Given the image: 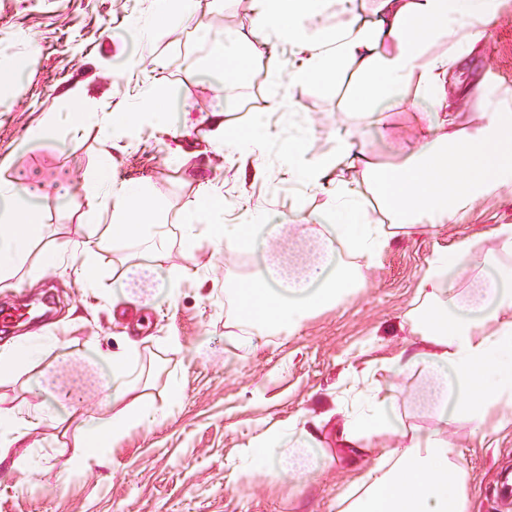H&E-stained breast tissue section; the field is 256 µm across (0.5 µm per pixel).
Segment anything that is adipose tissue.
<instances>
[{
	"instance_id": "1",
	"label": "adipose tissue",
	"mask_w": 512,
	"mask_h": 512,
	"mask_svg": "<svg viewBox=\"0 0 512 512\" xmlns=\"http://www.w3.org/2000/svg\"><path fill=\"white\" fill-rule=\"evenodd\" d=\"M252 2L251 28L236 37L234 49L262 55L274 45L288 44L295 54L289 86L302 90L354 75L358 93L350 105L365 123L409 87L426 110L414 148L401 162L380 166L366 157L360 132L344 125L337 128L335 149L317 152L310 128L297 125L295 113L281 112L280 102L271 101L268 109L280 112L282 125L297 128L288 148L290 174L325 196L321 210L300 224L204 223L203 215L223 213L224 195L210 183L201 184L181 219L189 247L207 240L235 255L257 239L271 244L261 277L229 291L236 302V329L225 340L240 350L256 347L259 336L270 329L294 334L309 315L335 307L357 288L362 267L378 263L397 229L423 231L457 223L478 199L512 186V89L485 112L475 111L473 93H445L463 50L486 38L488 26L512 10V0H379L372 12L365 10L364 0ZM333 11L342 15V24H326ZM440 40L445 49L434 50ZM67 96L73 111L45 118L34 130L35 138L56 140L63 124L74 133L98 123L126 129L156 115L162 116L161 131L170 138L205 122L217 147L245 155L262 149L271 136L260 121L251 139L235 138L220 112L197 118L185 108L171 119L170 96L155 83L139 87L137 103L128 112L96 111L78 88ZM342 169L360 172L365 190L334 182ZM82 181L86 210L73 228L72 272L78 283L88 284L105 243L156 240L164 233L150 220L157 206L155 190L116 180L111 151L102 153ZM41 190L39 175L26 170L0 177V290L17 287L14 271L25 262L29 245L41 237L42 216L34 206ZM490 235L497 242L496 254L478 256L473 241L465 239L430 261L417 287L418 311L407 317L418 344L386 359L400 371L422 367L423 383L413 405L436 414L437 427L402 430L393 418L391 396L371 395L369 416L344 419L337 437L347 458L370 455L378 464L350 479L339 498V512H466L465 472L452 456L447 432L460 420H483L502 403L512 402V224L494 226ZM338 246L358 258V265L328 270ZM478 261L493 267L494 275H471ZM121 276L125 284L112 298L116 304H150L162 287L146 261L128 264ZM178 286L173 275L162 288L172 296ZM59 345L58 337L32 335L0 345V380L13 378L37 363L46 348ZM138 355V344L131 339L120 351L101 352L112 370L103 384L112 413L82 426L71 455L47 465L55 482H64L76 467L105 465L104 448L114 446L130 428L153 424L151 406L134 394L131 371ZM46 420L37 405H0V463L21 447L38 454L40 445L29 434ZM315 441V431L279 425L261 435L254 453L279 476L294 478L310 472L308 450Z\"/></svg>"
}]
</instances>
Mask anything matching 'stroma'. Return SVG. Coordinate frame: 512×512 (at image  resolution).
I'll use <instances>...</instances> for the list:
<instances>
[{
    "label": "stroma",
    "instance_id": "obj_1",
    "mask_svg": "<svg viewBox=\"0 0 512 512\" xmlns=\"http://www.w3.org/2000/svg\"><path fill=\"white\" fill-rule=\"evenodd\" d=\"M132 17L141 19L140 31L130 30ZM251 18L248 0H215L204 33L156 17L152 0H0V65L17 54L31 56L14 104L0 107V160L8 162L0 175L12 176L18 168L41 174L45 239L68 251L85 199L81 188L64 196L59 187L74 172L90 169L107 146L118 179L158 190L155 220L166 229L164 254L156 259L136 241L106 247L86 287L61 269L28 283V268L41 252L32 247L16 275L20 288L0 292V306L44 297L52 302L49 317L0 332V342L28 332L63 341L60 352L43 353L35 367L0 384V398L12 405L35 401L43 370L94 375L91 345L118 349L126 333L140 342L137 392L158 416L153 427L130 429L108 448L107 466L78 467L65 483H55L43 472L45 462L69 453L79 426L105 411L100 391L88 388L57 427L33 432L41 456L0 465V512H336L352 472L373 465L369 459L346 462L335 439L344 416L367 414L369 392L397 391L393 409L406 428L435 427V417L417 411L410 399L423 381L421 369L399 373L382 360L414 339L406 314L436 249L467 237L478 241L480 251L492 249L488 231L512 224V193L479 200L463 223L439 224L423 235L410 228L398 233L380 263L366 270L364 285L343 303L308 317L294 335L274 332L243 352L224 341L232 321L224 290L255 278L267 249L258 242L249 256L228 258L204 241L189 258L179 224L206 181L224 194L227 224H274L319 212L323 194L289 176L280 145L246 157L193 131L180 138L175 154L171 139L154 125L132 138L100 125L77 136L60 129L51 143L25 140L44 115L68 111L63 93L71 86L82 87L100 111L133 107L135 85L148 74L127 70L126 60L139 55L156 61L151 75L176 102L223 110L226 125L238 134H248L253 118L275 97L289 101L300 123L310 125L320 151H332L336 117L346 112L355 85L343 79L289 90L293 54L287 46L276 50L279 77L271 76L264 57L252 56L245 79L216 96L207 68L211 41L231 42ZM478 82L486 88L476 103L480 110L499 101L497 86H512V26L493 25L448 89ZM424 109L409 92L383 107L382 125L363 129L367 153L382 164L400 160ZM150 258L163 279L178 265L177 295L160 296L151 307L113 305L124 265ZM501 415L496 409L483 422L463 420L456 427L452 454L466 473L467 512H512V498L503 499L497 483L499 472L512 473V427L496 431ZM288 420L321 425L312 470L297 483L241 456L264 430Z\"/></svg>",
    "mask_w": 512,
    "mask_h": 512
}]
</instances>
